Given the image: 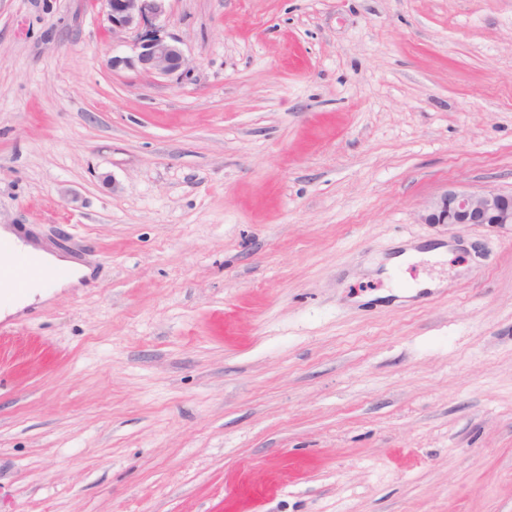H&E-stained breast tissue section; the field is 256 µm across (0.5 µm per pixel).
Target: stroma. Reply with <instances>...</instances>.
I'll return each instance as SVG.
<instances>
[{"instance_id": "1", "label": "stroma", "mask_w": 512, "mask_h": 512, "mask_svg": "<svg viewBox=\"0 0 512 512\" xmlns=\"http://www.w3.org/2000/svg\"><path fill=\"white\" fill-rule=\"evenodd\" d=\"M165 26L0 0V225L91 270L0 317V512H512V227L420 220L512 194V0ZM171 0H102L112 39L133 35L132 54L113 53L112 71L137 70L162 78L178 79L190 71L182 42L161 34L159 23L168 14ZM425 224L512 226V195L494 189L460 191L448 188L422 215Z\"/></svg>"}]
</instances>
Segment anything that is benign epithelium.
Wrapping results in <instances>:
<instances>
[{"label":"benign epithelium","mask_w":512,"mask_h":512,"mask_svg":"<svg viewBox=\"0 0 512 512\" xmlns=\"http://www.w3.org/2000/svg\"><path fill=\"white\" fill-rule=\"evenodd\" d=\"M112 37L133 36L132 54L115 53L108 60L112 71L137 70L162 78H179L190 71L182 42L161 34L160 22L170 0H101ZM426 224L512 226V195L495 189L445 190L428 205Z\"/></svg>","instance_id":"benign-epithelium-1"}]
</instances>
